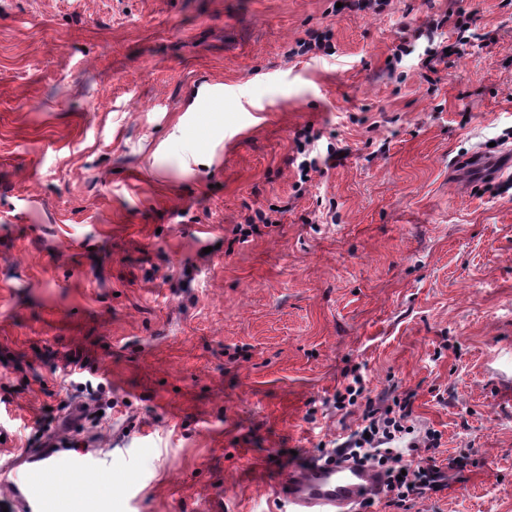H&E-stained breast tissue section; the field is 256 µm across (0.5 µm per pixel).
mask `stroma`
I'll return each mask as SVG.
<instances>
[{
  "mask_svg": "<svg viewBox=\"0 0 512 512\" xmlns=\"http://www.w3.org/2000/svg\"><path fill=\"white\" fill-rule=\"evenodd\" d=\"M336 3L0 0V469L77 351L114 402L86 512H283L282 461L356 427L357 366L442 434L408 512H512V168L458 171L512 151V0L433 72L430 17L470 0ZM307 127L348 153L303 183ZM330 39L331 37L327 33L311 35L308 40H301L297 43L299 49L296 54L307 55L311 53L314 55L313 57H318V53L323 52L324 55L331 56L333 53H328L331 52L329 51L331 49ZM511 165L510 155L503 154L496 158L476 155L462 162L465 170L478 171L482 179H492L500 176Z\"/></svg>",
  "mask_w": 512,
  "mask_h": 512,
  "instance_id": "obj_1",
  "label": "stroma"
}]
</instances>
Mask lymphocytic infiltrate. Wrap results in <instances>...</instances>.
Here are the masks:
<instances>
[{"label":"lymphocytic infiltrate","mask_w":512,"mask_h":512,"mask_svg":"<svg viewBox=\"0 0 512 512\" xmlns=\"http://www.w3.org/2000/svg\"><path fill=\"white\" fill-rule=\"evenodd\" d=\"M70 366L71 376L81 379L87 399L79 404L77 412L62 418L54 411H47L42 424L48 430L44 442L48 448L58 444L66 448L80 447L81 442L75 439V432L80 430L83 419L97 417L102 409L99 389L83 378L84 363L76 358ZM365 391L362 375L355 372L343 390L336 393L337 409L349 411L359 406L363 412L359 429L337 443L335 453L337 458L359 460L383 469L387 503L400 510L426 492L443 487V471L429 462L431 453L441 445V436L433 431L427 432L424 438L413 443L414 459L404 458L392 443L406 430L405 422L412 412L411 398H397L384 404L365 398Z\"/></svg>","instance_id":"obj_1"}]
</instances>
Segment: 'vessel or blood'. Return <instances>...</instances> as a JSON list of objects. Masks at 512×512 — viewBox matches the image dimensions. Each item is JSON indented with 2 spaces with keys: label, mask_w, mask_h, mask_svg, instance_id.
I'll return each mask as SVG.
<instances>
[{
  "label": "vessel or blood",
  "mask_w": 512,
  "mask_h": 512,
  "mask_svg": "<svg viewBox=\"0 0 512 512\" xmlns=\"http://www.w3.org/2000/svg\"><path fill=\"white\" fill-rule=\"evenodd\" d=\"M511 166L512 157L505 154L494 158L476 155L463 163L464 169L479 172L484 179L495 178ZM96 459V451L88 448L57 456V465L76 476L71 488L74 502L90 495L99 476ZM49 480L47 468L39 460H32L20 493L26 512H66L61 502L45 495L44 487ZM382 485V473L371 466L311 458L302 466L281 472L277 495L287 503L289 512H357L359 504L378 495Z\"/></svg>",
  "instance_id": "b4317fda"
}]
</instances>
